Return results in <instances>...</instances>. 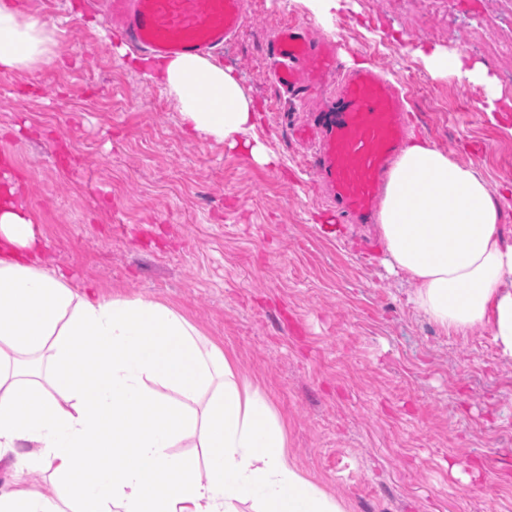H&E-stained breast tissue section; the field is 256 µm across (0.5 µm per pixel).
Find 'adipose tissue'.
Instances as JSON below:
<instances>
[{
	"mask_svg": "<svg viewBox=\"0 0 512 512\" xmlns=\"http://www.w3.org/2000/svg\"><path fill=\"white\" fill-rule=\"evenodd\" d=\"M56 24L0 0V74L56 59ZM192 135L260 163L254 100L220 63L136 57ZM512 185L412 139L395 162L375 226L383 263L413 285V307L445 332L488 328L512 361V240L500 229ZM33 220L0 187V512H348L288 455L283 423L232 358L175 308L91 295L42 266ZM182 400L169 397V390ZM194 440L200 457L176 453ZM50 471L54 500L27 477ZM91 471L76 483L73 475Z\"/></svg>",
	"mask_w": 512,
	"mask_h": 512,
	"instance_id": "obj_1",
	"label": "adipose tissue"
}]
</instances>
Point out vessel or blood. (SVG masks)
Segmentation results:
<instances>
[{"label": "vessel or blood", "mask_w": 512, "mask_h": 512, "mask_svg": "<svg viewBox=\"0 0 512 512\" xmlns=\"http://www.w3.org/2000/svg\"><path fill=\"white\" fill-rule=\"evenodd\" d=\"M107 18L135 45L161 54L221 49L244 18L243 0H108ZM273 78L292 96L322 92L315 125L294 137L318 147L316 169L341 223L363 224L377 211L403 141V103L378 71L345 70L335 43L292 24L271 39Z\"/></svg>", "instance_id": "b4317fda"}]
</instances>
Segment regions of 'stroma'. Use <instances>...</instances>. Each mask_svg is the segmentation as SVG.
<instances>
[{"mask_svg":"<svg viewBox=\"0 0 512 512\" xmlns=\"http://www.w3.org/2000/svg\"><path fill=\"white\" fill-rule=\"evenodd\" d=\"M54 18L64 62L0 88V183L14 179L49 265L76 288L178 309L224 350L284 421L296 464L349 512H512V363L488 330L446 334L388 274L373 225L327 220L311 189L314 149L290 125L317 98L273 80L270 40L293 22L340 42L429 108L411 134L491 186L512 182V31L506 0H456L420 24L421 0H245L216 60L256 100L267 166L188 137L172 99L124 67L91 27L85 0H24ZM482 66L499 93L432 79V103L406 77L435 49Z\"/></svg>","mask_w":512,"mask_h":512,"instance_id":"obj_1","label":"stroma"}]
</instances>
